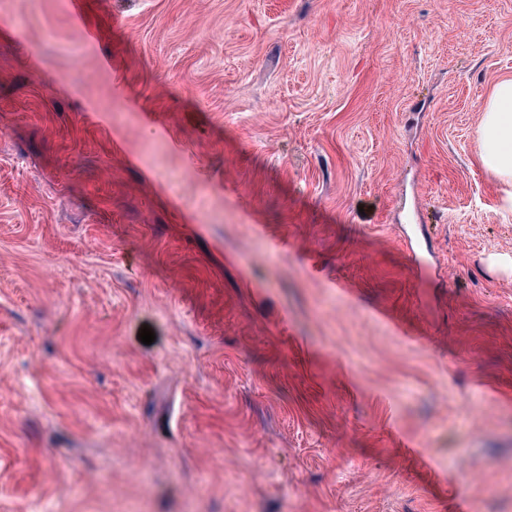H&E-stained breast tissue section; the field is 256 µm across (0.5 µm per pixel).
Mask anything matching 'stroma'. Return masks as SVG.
I'll list each match as a JSON object with an SVG mask.
<instances>
[{
    "label": "stroma",
    "mask_w": 512,
    "mask_h": 512,
    "mask_svg": "<svg viewBox=\"0 0 512 512\" xmlns=\"http://www.w3.org/2000/svg\"><path fill=\"white\" fill-rule=\"evenodd\" d=\"M69 2L0 0V512H512V0ZM477 135L486 172L500 181H512V79L500 81L493 88Z\"/></svg>",
    "instance_id": "35a3bbf8"
}]
</instances>
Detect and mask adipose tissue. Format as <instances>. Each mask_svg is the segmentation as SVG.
<instances>
[{"label": "adipose tissue", "instance_id": "obj_1", "mask_svg": "<svg viewBox=\"0 0 512 512\" xmlns=\"http://www.w3.org/2000/svg\"><path fill=\"white\" fill-rule=\"evenodd\" d=\"M477 135L486 172L495 179L512 181V79L500 81L493 88Z\"/></svg>", "mask_w": 512, "mask_h": 512}]
</instances>
